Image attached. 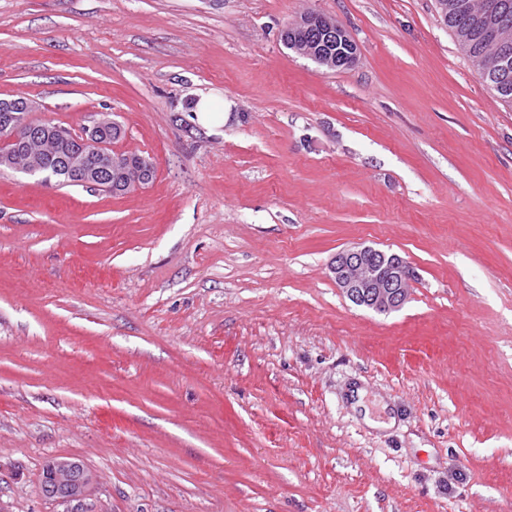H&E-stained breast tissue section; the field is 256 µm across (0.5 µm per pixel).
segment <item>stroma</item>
I'll return each mask as SVG.
<instances>
[{"label": "stroma", "mask_w": 512, "mask_h": 512, "mask_svg": "<svg viewBox=\"0 0 512 512\" xmlns=\"http://www.w3.org/2000/svg\"><path fill=\"white\" fill-rule=\"evenodd\" d=\"M310 12L352 66L283 45ZM17 98L155 176L0 169V512H64L52 458L93 512H512V108L435 0H0ZM359 245L400 310L337 288ZM197 97L198 100L191 109L195 115V121L204 128L224 124L232 103L225 102L214 94H200ZM330 272L354 304L378 313H390L404 305L412 273L409 263L398 254L369 246L337 252ZM93 477L83 462L70 458H52L44 466L40 493L61 504H83L90 493Z\"/></svg>", "instance_id": "35a3bbf8"}]
</instances>
